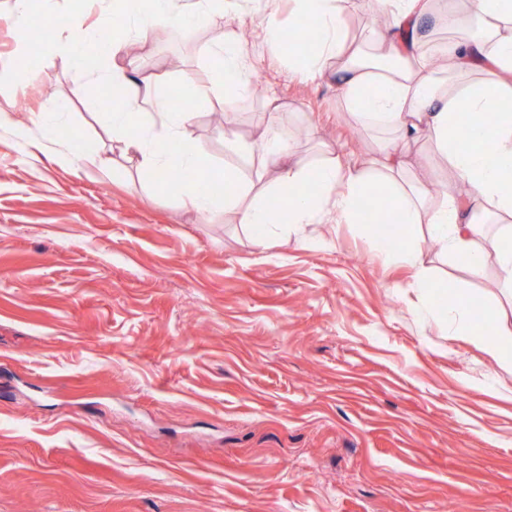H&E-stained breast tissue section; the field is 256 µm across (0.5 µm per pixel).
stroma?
<instances>
[{
  "label": "stroma",
  "instance_id": "35a3bbf8",
  "mask_svg": "<svg viewBox=\"0 0 512 512\" xmlns=\"http://www.w3.org/2000/svg\"><path fill=\"white\" fill-rule=\"evenodd\" d=\"M80 7L83 68L69 0L50 15L33 0L35 38L0 0V512H512V335L492 358L475 317L433 305L451 284L473 309L502 301L512 326L495 267L464 270L424 224L386 258L366 220L265 233L198 216L114 150L111 83L73 94L137 58L167 97L213 81L208 47L239 39L264 94L193 105L187 136L214 165L225 132L254 140L265 119L298 158L368 164L380 133L260 24L292 40L308 27L295 0H238L226 22L159 27L115 57L97 54L110 0ZM52 111L47 140L33 116ZM77 141L121 177L75 162ZM405 158L462 193L427 143ZM418 267L432 287H414Z\"/></svg>",
  "mask_w": 512,
  "mask_h": 512
}]
</instances>
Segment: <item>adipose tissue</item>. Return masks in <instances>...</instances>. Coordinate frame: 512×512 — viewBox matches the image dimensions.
<instances>
[{"mask_svg":"<svg viewBox=\"0 0 512 512\" xmlns=\"http://www.w3.org/2000/svg\"><path fill=\"white\" fill-rule=\"evenodd\" d=\"M235 0H113L112 29L100 38L105 55L120 54L132 37L159 25L192 29L231 17ZM315 45L306 53L282 42L273 20L265 28L290 65L312 79H330L348 112L362 125L389 132L383 161L357 167L329 157L310 163L295 156L292 141L274 126L261 137L243 141L226 136L231 162L211 165L189 143L191 113L166 110L155 84L139 81L137 60L113 71L112 140L135 154L143 172L177 168L223 182L220 194L203 191L197 182L182 183L181 204L203 215L224 208L250 226L287 221L290 230L335 218L361 220V199L386 200L397 224H425L450 254H469L472 269H482L484 252L476 237L482 225L512 229V0H382L390 16L370 34L380 54L364 59L353 46L341 0H297ZM218 74L231 94L251 89V67L240 43L224 41L213 48ZM151 114H144V107ZM495 114L486 124V114ZM472 120L467 142H460L457 120ZM426 140L444 157L465 185L464 197L445 194L427 202L420 184L411 180L397 153L402 144ZM247 160L250 171L239 169ZM276 170L271 190L285 211L252 197L256 178ZM315 192H307L308 183Z\"/></svg>","mask_w":512,"mask_h":512,"instance_id":"adipose-tissue-1","label":"adipose tissue"}]
</instances>
